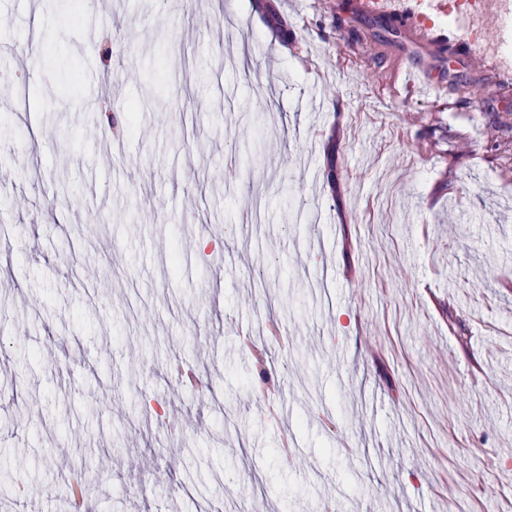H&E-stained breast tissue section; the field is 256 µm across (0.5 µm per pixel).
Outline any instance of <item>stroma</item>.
I'll list each match as a JSON object with an SVG mask.
<instances>
[{
	"instance_id": "35a3bbf8",
	"label": "stroma",
	"mask_w": 512,
	"mask_h": 512,
	"mask_svg": "<svg viewBox=\"0 0 512 512\" xmlns=\"http://www.w3.org/2000/svg\"><path fill=\"white\" fill-rule=\"evenodd\" d=\"M429 18L0 0L13 512H512V57ZM425 2L435 7L436 9L442 8V1L440 0H417L415 1V7H409L406 8L405 10L400 11L395 16L389 18L388 23L393 24L394 26L401 30L412 32L418 39H422L427 34V32L422 27L421 21L426 22V18L424 15L421 17L420 21L419 16L420 13L422 12L421 6Z\"/></svg>"
}]
</instances>
